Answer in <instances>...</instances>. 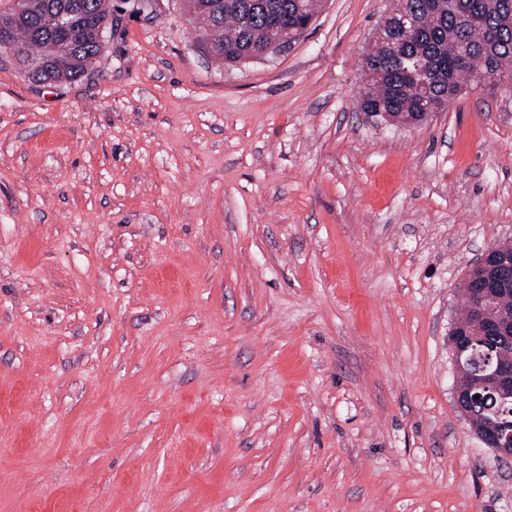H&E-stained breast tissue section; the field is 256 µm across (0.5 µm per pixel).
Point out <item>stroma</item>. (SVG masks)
Listing matches in <instances>:
<instances>
[{"instance_id": "1", "label": "stroma", "mask_w": 512, "mask_h": 512, "mask_svg": "<svg viewBox=\"0 0 512 512\" xmlns=\"http://www.w3.org/2000/svg\"><path fill=\"white\" fill-rule=\"evenodd\" d=\"M113 4L78 81L0 59V512H512L448 343L512 239V97L369 118L391 0L233 66Z\"/></svg>"}]
</instances>
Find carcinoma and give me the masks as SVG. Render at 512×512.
Segmentation results:
<instances>
[{
  "label": "carcinoma",
  "instance_id": "carcinoma-1",
  "mask_svg": "<svg viewBox=\"0 0 512 512\" xmlns=\"http://www.w3.org/2000/svg\"><path fill=\"white\" fill-rule=\"evenodd\" d=\"M224 2L219 14L189 11V18L201 24L204 43L222 47L215 59L226 64L239 63L252 52L266 46L268 35L264 29L265 11L277 8L298 27H306L318 13V0H216ZM67 0H34L32 9L22 18L8 11L0 19L15 26L20 45V56L15 62L22 66L28 78L34 81L52 80L71 83L81 79L93 67L103 46L82 30V20L74 19L79 28L75 39L51 56L48 70L42 69L45 46L53 41L54 31L47 17L61 10ZM84 12L112 31V4L110 0H81ZM396 10L413 16L415 27L398 29L395 37L402 42V52L395 57H383L377 51L367 54L378 62L384 73L361 99L362 110L382 109L386 112H417L418 89L403 85L399 75L423 62L429 68V82L433 93L448 90V81L470 84L490 71L512 81V0H393ZM468 52L466 68L454 67L459 51ZM501 342L479 339L475 353L481 359L489 352H507Z\"/></svg>",
  "mask_w": 512,
  "mask_h": 512
}]
</instances>
